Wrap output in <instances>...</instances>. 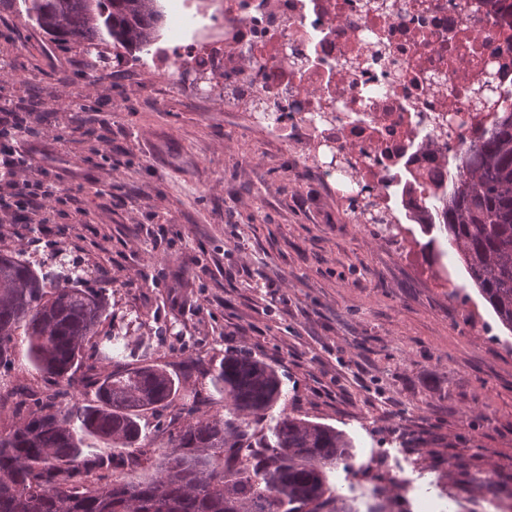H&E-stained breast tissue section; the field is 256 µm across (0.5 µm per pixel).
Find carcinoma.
I'll return each mask as SVG.
<instances>
[{"label": "carcinoma", "instance_id": "obj_1", "mask_svg": "<svg viewBox=\"0 0 512 512\" xmlns=\"http://www.w3.org/2000/svg\"><path fill=\"white\" fill-rule=\"evenodd\" d=\"M23 4L43 32L81 47L90 76L106 48L116 60H136L164 26L159 0ZM346 211L386 235L399 229L352 195ZM444 215L441 224L420 225L430 236L422 251L457 257L512 333V112L458 158ZM112 319L105 288L63 264L46 271L24 249L0 250V406L12 402L20 416L0 431V512H354L329 482L339 468L357 473L354 439L285 412L266 430L254 428L285 398L284 381L246 353L226 354L204 372L224 396V413L202 412L188 396L168 449L147 458L152 440L141 416L169 407L183 386L158 365L120 360ZM20 335L28 363L53 386L33 408L8 379ZM90 438L118 456L91 451ZM115 465L131 478L88 483L89 474Z\"/></svg>", "mask_w": 512, "mask_h": 512}]
</instances>
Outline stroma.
<instances>
[{
	"mask_svg": "<svg viewBox=\"0 0 512 512\" xmlns=\"http://www.w3.org/2000/svg\"><path fill=\"white\" fill-rule=\"evenodd\" d=\"M18 2L0 0V106L30 110L41 178L80 204L0 223V248L81 258L111 293L131 363L180 375L232 350L275 363L289 413L355 436L368 474L332 484L359 512L365 486L389 512H416L395 467L450 512H485L512 490V334L460 263L454 296L412 238L396 249L352 222L283 140L234 122L223 99L172 96L134 61L88 80L81 48Z\"/></svg>",
	"mask_w": 512,
	"mask_h": 512,
	"instance_id": "35a3bbf8",
	"label": "stroma"
}]
</instances>
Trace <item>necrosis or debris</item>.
<instances>
[{
	"instance_id": "obj_1",
	"label": "necrosis or debris",
	"mask_w": 512,
	"mask_h": 512,
	"mask_svg": "<svg viewBox=\"0 0 512 512\" xmlns=\"http://www.w3.org/2000/svg\"><path fill=\"white\" fill-rule=\"evenodd\" d=\"M139 61L205 72L242 124L285 137L328 192L436 217L428 196L512 107V16L491 0H162ZM264 103L257 119L245 102Z\"/></svg>"
}]
</instances>
